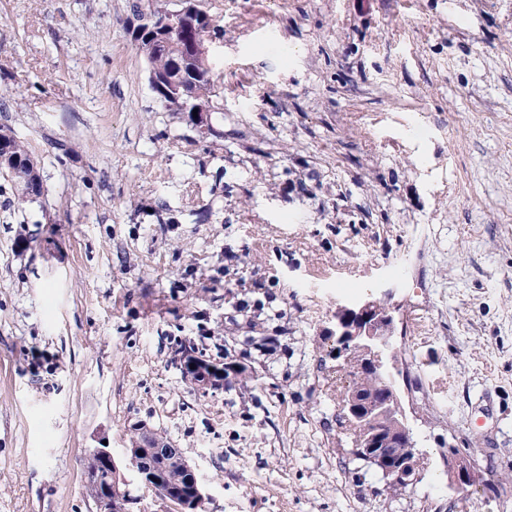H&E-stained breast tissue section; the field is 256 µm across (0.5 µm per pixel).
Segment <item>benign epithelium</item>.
<instances>
[{
	"label": "benign epithelium",
	"instance_id": "obj_1",
	"mask_svg": "<svg viewBox=\"0 0 512 512\" xmlns=\"http://www.w3.org/2000/svg\"><path fill=\"white\" fill-rule=\"evenodd\" d=\"M143 19L156 23V26L151 29L143 23L135 26L132 35L136 46L146 45L173 51L187 62L193 58L189 33L206 35L212 27L211 16L199 8L198 0H156L152 3L151 14L143 16ZM149 85L170 110L190 115L195 113L197 117L193 118V122L197 127L208 132L214 131L211 124V102L197 100L186 74L174 77L152 71L149 73ZM392 333L393 318L377 299L367 298L337 309L336 335L350 350L362 354L357 363L358 371L381 382L378 392L367 400L361 398L356 391L350 394L346 413L356 419L365 421L393 415L396 388ZM183 360L189 380L198 391L206 393L224 381V371L218 367L188 352L183 355ZM141 431V440L126 449L128 468L161 499L178 504L182 512H200L207 500V493L195 467L184 462V483L179 486L166 483L164 457L170 453V447L153 439L148 429L143 427ZM403 446L415 447L413 432L406 423L396 420L388 432L375 433L371 444L372 461L394 482L406 477L405 464L394 452V449ZM87 460L95 465V474L103 477L105 482L103 493L95 499L101 512L111 498L120 499L128 506L134 504V498L125 489V480L116 479L117 465L111 451L96 448L88 454ZM444 463L448 468L449 486L464 490L475 483L476 472L472 463L456 454L454 448H448Z\"/></svg>",
	"mask_w": 512,
	"mask_h": 512
}]
</instances>
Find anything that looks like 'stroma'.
<instances>
[{
    "instance_id": "obj_1",
    "label": "stroma",
    "mask_w": 512,
    "mask_h": 512,
    "mask_svg": "<svg viewBox=\"0 0 512 512\" xmlns=\"http://www.w3.org/2000/svg\"><path fill=\"white\" fill-rule=\"evenodd\" d=\"M131 2L0 0V126L43 182L0 176V512H97L86 454L140 420L207 512H512V0H202L216 136L156 99ZM369 294L426 462L399 494L336 421ZM184 342L247 372L198 392ZM444 463L448 468V485L457 490H464L472 486L476 481V472L470 462L455 453L454 448L448 447V456Z\"/></svg>"
}]
</instances>
